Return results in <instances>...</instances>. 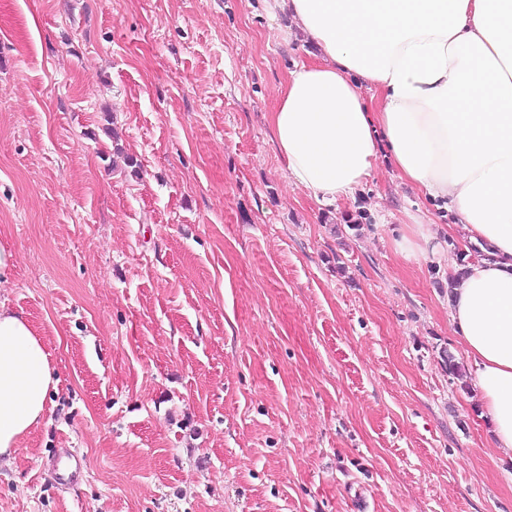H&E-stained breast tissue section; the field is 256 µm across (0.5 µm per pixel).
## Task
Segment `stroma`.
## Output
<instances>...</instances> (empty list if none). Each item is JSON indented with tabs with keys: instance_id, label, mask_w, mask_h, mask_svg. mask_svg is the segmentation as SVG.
Here are the masks:
<instances>
[{
	"instance_id": "35a3bbf8",
	"label": "stroma",
	"mask_w": 512,
	"mask_h": 512,
	"mask_svg": "<svg viewBox=\"0 0 512 512\" xmlns=\"http://www.w3.org/2000/svg\"><path fill=\"white\" fill-rule=\"evenodd\" d=\"M314 51L265 0H0V302L57 379L0 512H512L446 366L463 232L399 254L431 206L384 157L333 205L288 181L270 117Z\"/></svg>"
}]
</instances>
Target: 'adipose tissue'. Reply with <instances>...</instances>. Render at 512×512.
<instances>
[{
  "label": "adipose tissue",
  "mask_w": 512,
  "mask_h": 512,
  "mask_svg": "<svg viewBox=\"0 0 512 512\" xmlns=\"http://www.w3.org/2000/svg\"><path fill=\"white\" fill-rule=\"evenodd\" d=\"M318 46L271 115L288 180L350 199L388 155L400 178L455 214L486 258L449 295L492 445L512 453V0H272ZM381 95L369 111L364 90ZM50 355L0 302V457L45 417Z\"/></svg>",
  "instance_id": "1"
}]
</instances>
